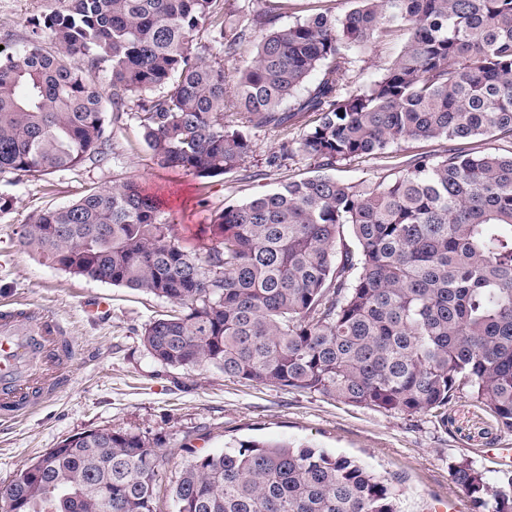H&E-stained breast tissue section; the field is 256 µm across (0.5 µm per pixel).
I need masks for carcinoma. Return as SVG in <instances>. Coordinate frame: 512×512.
<instances>
[{
    "instance_id": "obj_1",
    "label": "carcinoma",
    "mask_w": 512,
    "mask_h": 512,
    "mask_svg": "<svg viewBox=\"0 0 512 512\" xmlns=\"http://www.w3.org/2000/svg\"><path fill=\"white\" fill-rule=\"evenodd\" d=\"M60 2L0 50V173L101 159L103 103L118 115L136 94L157 164L198 177L245 165L247 129L305 113L316 120L300 151L330 167L409 140L512 138V0H353L341 16L284 25L291 0ZM404 26L385 72L356 84L365 49ZM203 28L224 56L194 51ZM257 31L254 60L226 73ZM207 229L202 257L175 240L163 202L124 182L43 211L19 243L172 304L141 334L165 366L442 427L466 389L512 432V154L422 155L374 185L290 181L213 213ZM165 445L121 429L70 436L26 465L37 479L6 485L0 512H157ZM186 452L175 512H395L396 481L347 457L257 441ZM451 479L482 512H512V473L492 485L463 459Z\"/></svg>"
}]
</instances>
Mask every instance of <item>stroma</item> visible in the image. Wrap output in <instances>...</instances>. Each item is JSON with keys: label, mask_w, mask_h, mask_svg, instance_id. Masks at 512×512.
Returning <instances> with one entry per match:
<instances>
[{"label": "stroma", "mask_w": 512, "mask_h": 512, "mask_svg": "<svg viewBox=\"0 0 512 512\" xmlns=\"http://www.w3.org/2000/svg\"><path fill=\"white\" fill-rule=\"evenodd\" d=\"M58 0H0V45L21 41L35 20L50 13ZM407 38L398 31L370 45L354 77L364 84L391 64ZM138 99L120 117L106 115L111 138L106 160L38 178L0 174V305L26 302L55 316L73 348L71 383L35 410L0 421V483L14 479L35 457L62 440L93 430L121 428L150 438L162 437L167 451L161 461L160 512H173L170 491L190 451L215 453L239 441L307 445L334 456L359 461L384 476L401 480L397 512H431L436 499L458 498L461 512H478L452 482L450 468L468 459L489 481L512 470V434L467 394L448 407L447 429L420 416L390 414L348 406L318 394L277 386H253L202 366L191 369L161 365L144 349L140 334L150 321L170 311L164 300L140 292L76 277L23 250L22 225L44 210L79 199L92 188L107 189L132 181L148 194L167 201L174 233L187 248L205 252L210 241L202 228L211 212L242 204L278 188L288 179L327 174L352 184L375 183L402 170L406 160L447 150L512 152L501 136L466 140H412L376 157L346 160L326 168L305 156L299 141L310 118L297 125L250 130L252 153L238 172L201 178L159 166L142 135ZM278 164H269L271 155ZM108 299L111 317L94 321L85 303Z\"/></svg>", "instance_id": "1"}]
</instances>
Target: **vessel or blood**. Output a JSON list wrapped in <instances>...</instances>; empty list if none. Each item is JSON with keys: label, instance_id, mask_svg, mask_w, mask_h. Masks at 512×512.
Returning a JSON list of instances; mask_svg holds the SVG:
<instances>
[{"label": "vessel or blood", "instance_id": "obj_1", "mask_svg": "<svg viewBox=\"0 0 512 512\" xmlns=\"http://www.w3.org/2000/svg\"><path fill=\"white\" fill-rule=\"evenodd\" d=\"M68 383V356L60 347L57 320L27 305L1 309L0 407L25 410L42 402L49 389Z\"/></svg>", "mask_w": 512, "mask_h": 512}]
</instances>
